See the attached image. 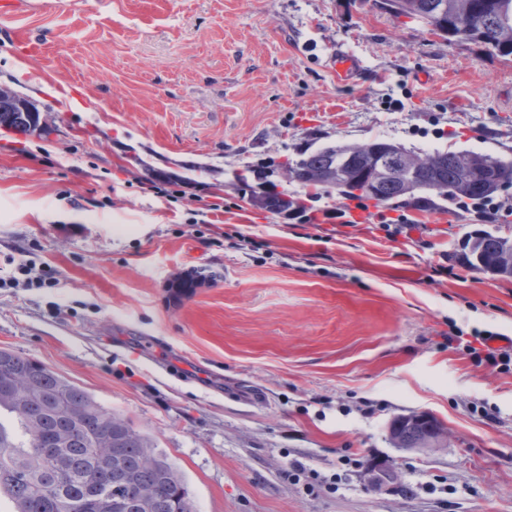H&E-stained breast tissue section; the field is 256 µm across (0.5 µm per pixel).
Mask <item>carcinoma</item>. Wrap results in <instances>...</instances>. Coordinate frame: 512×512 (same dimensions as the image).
Masks as SVG:
<instances>
[{"label": "carcinoma", "instance_id": "carcinoma-1", "mask_svg": "<svg viewBox=\"0 0 512 512\" xmlns=\"http://www.w3.org/2000/svg\"><path fill=\"white\" fill-rule=\"evenodd\" d=\"M446 2L448 14L437 20L427 11L419 20L450 42L457 39L455 15L469 14L472 30L480 34L487 51L512 56V0H423ZM18 96H0V127L39 126V114L16 104ZM392 142L376 138L356 145V155L345 165L361 170L371 161H385ZM421 183L433 178L448 187L447 196L426 188L405 191L392 180L378 187V194L361 197L382 205L393 201L403 206H437L436 200L485 198L512 186V159L505 160L468 150L412 151ZM343 159L338 145L300 152L292 164L296 180L311 178L321 190L334 188L331 175ZM512 242L496 232L479 230L462 248L461 261L477 270L476 257L495 261ZM10 415L17 429L6 431L0 423V495L12 500L14 512H113L93 498L92 482L109 485L112 495L128 500L134 512H195L184 474L168 458L155 451L151 438L133 423L98 404L84 389L49 368L9 349H0V413ZM399 422L392 442L397 448H417L429 437L428 422L413 416ZM119 449V464L110 462Z\"/></svg>", "mask_w": 512, "mask_h": 512}]
</instances>
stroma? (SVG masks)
I'll use <instances>...</instances> for the list:
<instances>
[{
  "instance_id": "1",
  "label": "stroma",
  "mask_w": 512,
  "mask_h": 512,
  "mask_svg": "<svg viewBox=\"0 0 512 512\" xmlns=\"http://www.w3.org/2000/svg\"><path fill=\"white\" fill-rule=\"evenodd\" d=\"M14 3L0 90L51 132L0 128V348L146 433L196 512H512V373L447 340L512 336V278L459 259L470 216L410 210L391 238L373 202L350 224L250 202L268 160L327 144L512 159V57L373 0ZM24 258L51 286L13 282ZM412 412L447 447H395ZM330 64L336 80L341 83H348L363 72L360 58L343 48L336 49V53L330 58Z\"/></svg>"
}]
</instances>
